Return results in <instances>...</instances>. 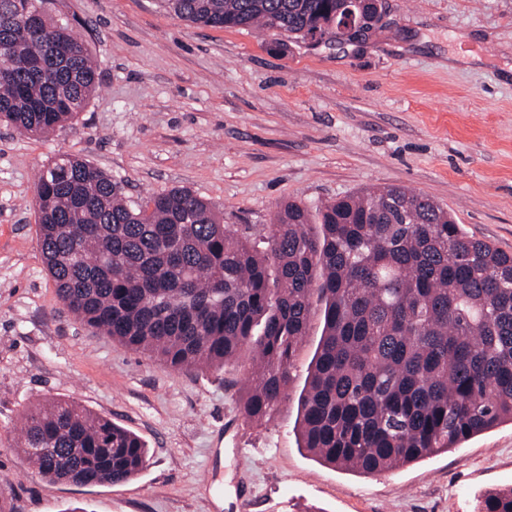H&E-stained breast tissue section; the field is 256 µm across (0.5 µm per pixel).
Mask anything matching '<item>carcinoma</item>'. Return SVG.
<instances>
[{
  "label": "carcinoma",
  "instance_id": "obj_1",
  "mask_svg": "<svg viewBox=\"0 0 512 512\" xmlns=\"http://www.w3.org/2000/svg\"><path fill=\"white\" fill-rule=\"evenodd\" d=\"M212 28L263 26L311 47L353 43L382 0H161ZM0 0V122L49 134L83 111L97 69L69 21ZM39 247L59 300L86 326L174 368L222 367L248 346L246 420H270L313 303L324 325L301 409L302 447L371 474L415 462L512 421V254L468 235L448 209L401 186L363 189L319 209L288 200L256 248L206 200L174 187L139 204L87 159L61 155L36 182ZM19 450L38 474L119 484L146 466L142 439L91 410L47 401ZM476 512H512V487Z\"/></svg>",
  "mask_w": 512,
  "mask_h": 512
}]
</instances>
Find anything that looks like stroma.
<instances>
[{
    "label": "stroma",
    "instance_id": "stroma-1",
    "mask_svg": "<svg viewBox=\"0 0 512 512\" xmlns=\"http://www.w3.org/2000/svg\"><path fill=\"white\" fill-rule=\"evenodd\" d=\"M98 64L88 106L49 135L0 123V496L13 512H474L512 486V423L363 475L300 446L313 314L288 397L241 412L252 355L179 370L76 320L38 248L35 182L77 155L143 202L175 186L260 233L279 202L310 211L402 186L512 253V0H386L361 45L276 46L271 31L201 28L158 0H49ZM67 400L137 434L145 468L115 485L34 472L16 446L29 409Z\"/></svg>",
    "mask_w": 512,
    "mask_h": 512
}]
</instances>
